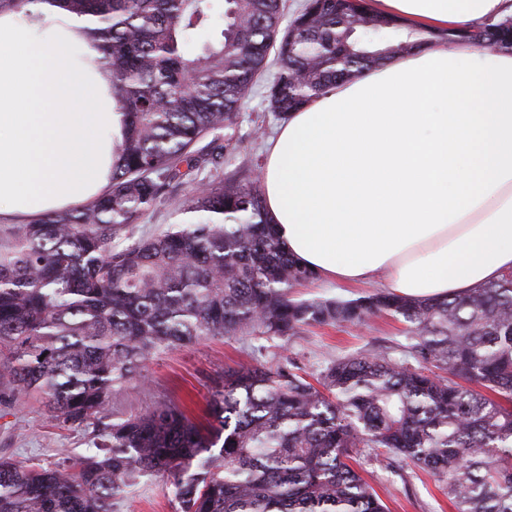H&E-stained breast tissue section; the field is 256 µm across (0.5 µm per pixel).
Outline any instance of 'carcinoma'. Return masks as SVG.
<instances>
[{
	"instance_id": "1",
	"label": "carcinoma",
	"mask_w": 512,
	"mask_h": 512,
	"mask_svg": "<svg viewBox=\"0 0 512 512\" xmlns=\"http://www.w3.org/2000/svg\"><path fill=\"white\" fill-rule=\"evenodd\" d=\"M56 1L94 24L127 131L96 202L0 225V393H37L63 422L93 426L79 456L0 457V512H114L146 474L170 479L180 512H387L357 470L367 448L430 472L456 512H512V273L464 296L296 298L315 274L268 222L258 177L201 178L180 223L112 246L237 151L270 51L269 106L284 120L435 33L352 0H306L284 29L283 0ZM219 17L221 39L203 38ZM465 33L512 53V16ZM378 315L407 324L408 342L332 360L314 384L291 358H256L224 369L205 425L167 402L109 419L111 396L162 346L254 336L261 355Z\"/></svg>"
}]
</instances>
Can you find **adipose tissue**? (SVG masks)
Returning a JSON list of instances; mask_svg holds the SVG:
<instances>
[{
  "label": "adipose tissue",
  "mask_w": 512,
  "mask_h": 512,
  "mask_svg": "<svg viewBox=\"0 0 512 512\" xmlns=\"http://www.w3.org/2000/svg\"><path fill=\"white\" fill-rule=\"evenodd\" d=\"M427 30L512 14V0H369ZM92 24L39 0L0 13V222L96 201L126 118ZM289 253L320 280L413 299L512 272V53L436 42L289 113L261 172Z\"/></svg>",
  "instance_id": "1"
}]
</instances>
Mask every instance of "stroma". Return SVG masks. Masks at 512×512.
Masks as SVG:
<instances>
[{
    "mask_svg": "<svg viewBox=\"0 0 512 512\" xmlns=\"http://www.w3.org/2000/svg\"><path fill=\"white\" fill-rule=\"evenodd\" d=\"M273 72H266L253 87L238 117L239 150L223 167L224 176L246 177L259 174L268 136L279 125L269 108L268 89ZM264 127L265 138L252 137L255 127ZM192 181H184L179 192L165 205L149 210L131 230V236H149L164 231L176 222L189 197ZM407 326L382 315L368 326L310 327L290 343L286 354L308 374H318L332 359L374 344L390 345L405 341ZM254 339L228 340L206 336L193 343L156 352L141 380L111 401L112 410L123 415L141 414L157 402L169 401L183 407L194 418L204 419L213 392L224 381L225 366L248 363L253 358ZM91 431L63 423L52 417L40 398L25 395L16 399L0 397V456L26 463L32 460L56 462L66 456L82 454ZM359 471L374 487L389 512H455L441 482L416 468L391 460L386 455L364 451ZM173 486L160 475L140 479L117 503L116 512H176Z\"/></svg>",
    "mask_w": 512,
    "mask_h": 512,
    "instance_id": "obj_1",
    "label": "stroma"
}]
</instances>
